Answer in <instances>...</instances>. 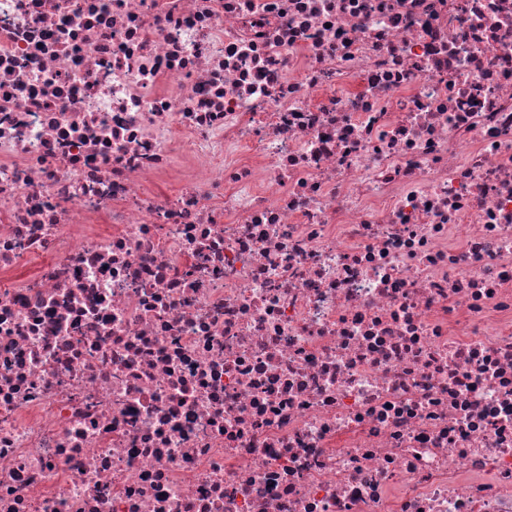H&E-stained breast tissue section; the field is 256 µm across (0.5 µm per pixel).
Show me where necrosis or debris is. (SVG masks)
<instances>
[{"label": "necrosis or debris", "instance_id": "necrosis-or-debris-1", "mask_svg": "<svg viewBox=\"0 0 512 512\" xmlns=\"http://www.w3.org/2000/svg\"><path fill=\"white\" fill-rule=\"evenodd\" d=\"M0 512H512V0H0Z\"/></svg>", "mask_w": 512, "mask_h": 512}]
</instances>
